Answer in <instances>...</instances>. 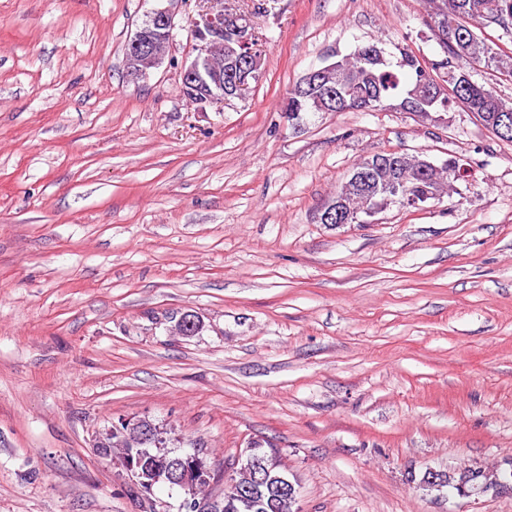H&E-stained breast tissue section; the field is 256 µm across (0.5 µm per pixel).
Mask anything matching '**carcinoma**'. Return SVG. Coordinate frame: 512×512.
Here are the masks:
<instances>
[{"label": "carcinoma", "mask_w": 512, "mask_h": 512, "mask_svg": "<svg viewBox=\"0 0 512 512\" xmlns=\"http://www.w3.org/2000/svg\"><path fill=\"white\" fill-rule=\"evenodd\" d=\"M429 8L427 26L431 37L442 47L445 57L422 66L419 58L407 49L391 60L384 48L376 43L358 47L349 54H336V65L319 67L315 84L307 83L290 90L284 112L289 120L302 115L321 112L329 107L336 112L379 109L396 105L405 112H445L448 105L462 106L497 139L512 142V131L500 124V117L512 120V103L499 98L492 90L473 82L469 66H482L493 72L512 76V55L501 54L487 41L484 30L495 27L512 37V0H424ZM448 85V93H439L436 80ZM359 164L373 165L374 177L361 187L344 180L336 193L352 196V205L358 208L365 202L383 204L401 203L404 195H447L460 165L448 161V167L427 173L412 172L403 186H396V167L400 155L375 154ZM102 454L112 455V449L127 447L122 434H102ZM171 439L142 443L140 448L157 460H168L176 454L167 446ZM257 470L269 469V480L257 490H251L255 472L240 475L241 491L220 499H205V512H294V501L279 487V477L287 474L281 460L273 453L256 447L253 450ZM440 487L425 478L418 480L419 489L430 494L467 496L474 487L484 491L498 490L512 485V468L496 474L482 467L469 465L437 470Z\"/></svg>", "instance_id": "obj_1"}]
</instances>
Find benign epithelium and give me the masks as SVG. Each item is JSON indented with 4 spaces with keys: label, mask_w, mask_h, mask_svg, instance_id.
Listing matches in <instances>:
<instances>
[{
    "label": "benign epithelium",
    "mask_w": 512,
    "mask_h": 512,
    "mask_svg": "<svg viewBox=\"0 0 512 512\" xmlns=\"http://www.w3.org/2000/svg\"><path fill=\"white\" fill-rule=\"evenodd\" d=\"M168 5L159 6L150 13L126 45L127 72L133 77H145L164 61L161 46L169 42L176 27L175 13ZM203 5L192 20L190 38L195 40L193 51L181 62L180 74L185 97L200 108L223 105L224 98V32L229 29L237 33V43L242 49L250 43L254 17L250 14L224 11L223 0H201ZM384 211L381 205H365L354 212L343 198L328 202L317 213V221L323 224L342 225L349 223L356 214H361L363 224H371L374 217ZM200 463L199 452L187 453L169 461L151 460L136 450L120 462L135 482L144 490L166 482L187 494L182 507L199 512L192 493L196 480L192 464Z\"/></svg>",
    "instance_id": "obj_1"
}]
</instances>
